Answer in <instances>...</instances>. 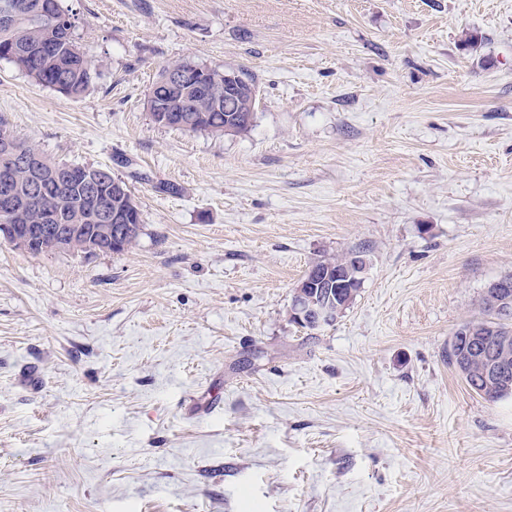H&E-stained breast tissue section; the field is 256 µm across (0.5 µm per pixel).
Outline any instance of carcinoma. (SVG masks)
Instances as JSON below:
<instances>
[{
	"label": "carcinoma",
	"mask_w": 512,
	"mask_h": 512,
	"mask_svg": "<svg viewBox=\"0 0 512 512\" xmlns=\"http://www.w3.org/2000/svg\"><path fill=\"white\" fill-rule=\"evenodd\" d=\"M21 2L25 3V9L13 23L7 27L0 25V60L13 63L39 85L51 88L60 86L59 92L68 98L83 97L93 83L95 71L74 38L72 14L63 9L61 0H55V14L51 19L42 13L43 0ZM54 25L66 27V32L62 38L50 41L52 51L36 59L11 55L14 48L45 43L50 28ZM182 66V60L167 64L153 82L148 94L151 101L174 98L181 100L184 102L183 112L193 117V120L186 121L181 118L183 112H169L166 126L215 136H238L251 130L258 103L256 94L259 93L252 73L240 68L238 72L242 79L233 81L224 79V72L218 69L210 70L205 77L208 89V98L205 99L197 95L193 83H188L177 91L167 81L166 73ZM82 194V188L65 180L57 182L52 179L44 183L40 190V205L29 213V222L44 224L46 212L59 208L63 210L64 223L82 224L89 234L102 227L117 232L120 225L111 223L102 226L93 220L91 213L80 202ZM356 256L364 258L366 254L360 250H349L341 255L325 257L309 266L305 275L311 282L322 284L325 291L338 295L337 303L340 304L348 299V289L336 292V279L331 277L326 280L324 274L329 268L336 267L337 263H346ZM500 292L512 297V283L502 288L488 289L487 296L482 299V316L462 322L454 332L448 348V361L452 366H457L459 357L472 350V344L463 336V332L470 328H479L486 332V336L482 337V344L489 348L496 344V339L509 337L506 356L508 366L512 369V315H505L492 305V300ZM463 380L471 391L484 400L493 403L500 401L496 389L486 383L480 364H475L472 371L463 376Z\"/></svg>",
	"instance_id": "obj_1"
}]
</instances>
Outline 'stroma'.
Instances as JSON below:
<instances>
[{
    "instance_id": "obj_1",
    "label": "stroma",
    "mask_w": 512,
    "mask_h": 512,
    "mask_svg": "<svg viewBox=\"0 0 512 512\" xmlns=\"http://www.w3.org/2000/svg\"><path fill=\"white\" fill-rule=\"evenodd\" d=\"M62 5L90 90L0 60V116L142 224L120 253L0 241V512H512V400L448 365L512 274V0ZM183 58L255 74L249 133L152 121ZM353 248L351 306L293 323ZM356 256H361L363 258L367 257L364 251L349 250L341 255L324 257L323 259L314 262L311 266H309L308 270L305 272L302 278L304 279L308 276L311 279V281H305V284L311 288L305 286V284L299 286L298 288H308L309 291L307 294L314 295L318 288H316L315 284H320V282H322V287L327 288H320V290L325 292L330 291L333 297L332 302L336 303L337 301L338 305H341L342 302L348 299V288H353V297L350 299V302L345 310L348 309L360 290V288H355L359 281L358 278H360L361 282H363V274L358 278L356 275L359 274V271L361 270L363 263H365V260L356 259L357 261L354 264H349L344 268L336 269V279L333 278V272L331 273V278L328 280H324V277L320 274L326 275L327 270L330 267H333L334 269L336 268V263H347L351 258ZM336 288H342L341 292L337 294V300ZM307 294L304 293L302 289H299L295 293L294 299L292 300V305L290 307V318L295 324L298 326L305 325L301 326V328L311 330L309 327L318 328L325 325H330L337 320L338 316L341 314L338 308H335L330 302H326L325 300H321L319 302L316 298L310 297ZM463 380L471 391L481 396L484 400L493 403L503 400L499 398L496 389L486 383L481 365L478 362H475L472 371L463 376Z\"/></svg>"
}]
</instances>
